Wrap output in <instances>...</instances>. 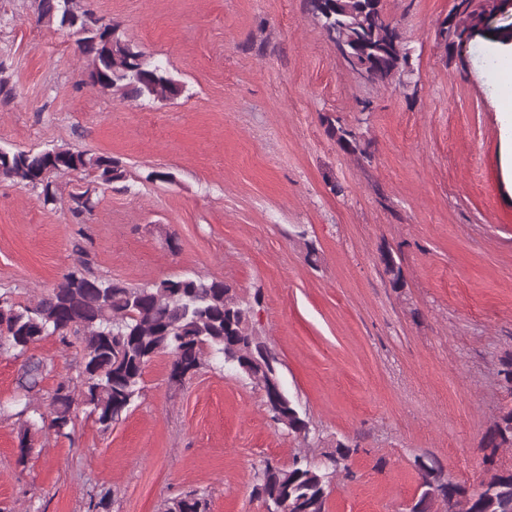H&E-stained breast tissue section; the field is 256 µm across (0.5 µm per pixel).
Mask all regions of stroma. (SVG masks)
Here are the masks:
<instances>
[{
  "label": "stroma",
  "mask_w": 512,
  "mask_h": 512,
  "mask_svg": "<svg viewBox=\"0 0 512 512\" xmlns=\"http://www.w3.org/2000/svg\"><path fill=\"white\" fill-rule=\"evenodd\" d=\"M84 4L183 91L153 102L93 87L75 36L37 23L34 0H0V61L16 93L0 105V145L108 154L128 184L68 174L47 209L0 179V293L37 300L76 269L79 245L96 275L132 286L202 273L248 300L261 292L259 328L317 433L306 443L281 429L222 359L176 381L161 354L110 430L80 407L71 438L37 432L23 459L9 409L21 361L2 353L0 512H87L93 497L99 512H162L193 489L210 512H266L252 494L264 461L317 460L340 441L360 451L353 478H334L328 512H405L418 457L478 484L483 435L512 407L497 375L512 354V127L485 63L512 42V8L450 59L436 40L450 0H383L413 49L409 98L354 76L305 0ZM329 118L367 155L343 151ZM91 184L95 207L75 225L69 194ZM388 248L401 258L398 289L379 261ZM32 352L49 365L44 408L77 375L78 353L54 337Z\"/></svg>",
  "instance_id": "35a3bbf8"
}]
</instances>
